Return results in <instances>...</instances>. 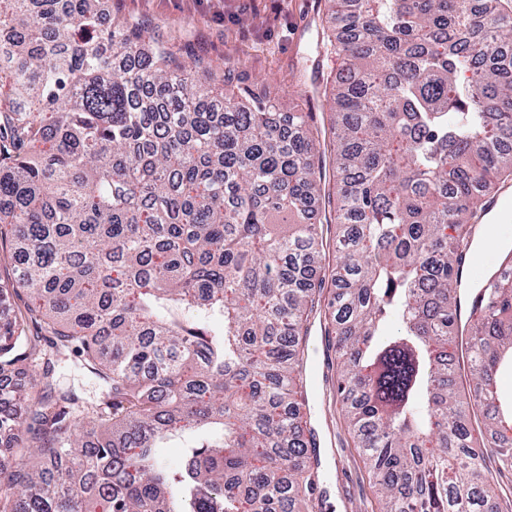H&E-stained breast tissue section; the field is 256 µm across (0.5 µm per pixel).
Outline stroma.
<instances>
[{"instance_id":"obj_1","label":"stroma","mask_w":512,"mask_h":512,"mask_svg":"<svg viewBox=\"0 0 512 512\" xmlns=\"http://www.w3.org/2000/svg\"><path fill=\"white\" fill-rule=\"evenodd\" d=\"M218 10L228 14V21L215 18ZM327 10L326 0H255L247 10L240 0H111L110 12L157 30L185 65L205 57L222 70L225 84L268 93L281 112L312 113L314 126L326 136L333 116L325 89L343 66L323 45ZM52 381L86 399L104 390L73 352L58 360ZM331 392L326 385L310 397L311 423L321 440L322 512H374L368 474Z\"/></svg>"}]
</instances>
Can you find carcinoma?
I'll return each mask as SVG.
<instances>
[{"mask_svg":"<svg viewBox=\"0 0 512 512\" xmlns=\"http://www.w3.org/2000/svg\"><path fill=\"white\" fill-rule=\"evenodd\" d=\"M344 59L330 142L308 112L188 69L109 0H0V512H319L306 339L326 258L308 202L336 169V398L379 512H512V274L455 312L482 197L512 178V0H329ZM77 345L105 386L48 377ZM199 432L180 464L155 449Z\"/></svg>","mask_w":512,"mask_h":512,"instance_id":"carcinoma-1","label":"carcinoma"}]
</instances>
